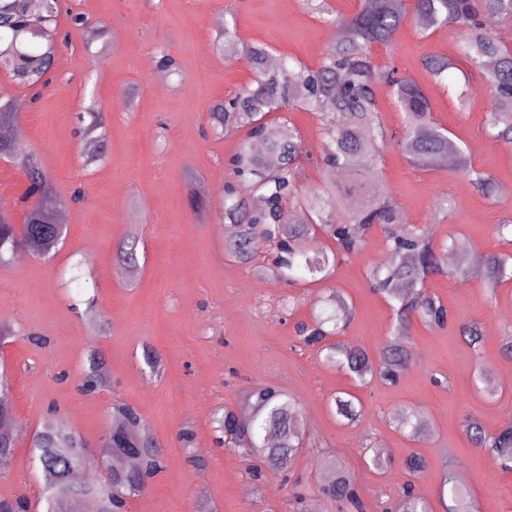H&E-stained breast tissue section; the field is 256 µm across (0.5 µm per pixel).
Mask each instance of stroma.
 <instances>
[{
    "label": "stroma",
    "instance_id": "obj_1",
    "mask_svg": "<svg viewBox=\"0 0 512 512\" xmlns=\"http://www.w3.org/2000/svg\"><path fill=\"white\" fill-rule=\"evenodd\" d=\"M236 19L240 51L227 58L215 47L222 23ZM59 44L51 82L32 93L0 70V103L35 96L21 112V144L46 171L64 205L66 238L54 256L38 259L17 250L0 266V321L12 333L0 339V372L11 383L16 423L13 463L0 473V497L38 502L41 475L29 444L51 411L90 450L100 448L112 427V403L134 406L165 457L163 472L131 498L129 512H286L292 492L306 496L311 512H335L320 497L323 461L332 457L355 472L367 512H385L407 479L405 458L420 454L427 467L415 483L432 512L454 502L443 487L445 471L457 474L478 512H512V472H502L486 449L472 442L467 416L486 433L512 421V357L502 339L512 333V282L490 291L487 276L436 275L425 289L447 307L444 327L411 318L405 339L407 366L396 384L358 385L327 365L315 349L298 343L297 322L309 320L315 302L336 290L353 308L343 340L377 356L398 321L366 279L369 266L389 261L386 234L368 231L361 250L343 258L330 281L291 284L260 276L224 250V184L227 161L244 139L215 136L210 107L251 85L246 49L269 47L273 59L318 64L332 44L333 26L312 14L303 0H60ZM456 28L421 34L407 16L390 46L376 47L428 94L433 117L463 140L468 163L492 176L495 199L469 178L443 166L422 169L394 140L403 115L386 86H379L378 116L393 142L382 151L379 180L399 206L404 225L433 227L435 242L465 239L474 256L512 251L495 227L512 219V146L486 132L490 89L465 61L436 83L421 60L429 52L456 54ZM170 54L175 69L161 71ZM104 115L106 153L86 165L80 151L79 116L90 105ZM303 137L306 164L300 185L318 187L322 151L320 122L301 108L286 113ZM80 203H70L74 190ZM454 209L437 216L440 201ZM137 245V268L121 273L119 245ZM477 322L479 348L468 346L461 324ZM107 375L103 390L86 394L81 378L91 353ZM161 361L146 363V353ZM484 368L489 383L475 379ZM273 384L304 408L307 434L316 447L294 461L293 485L268 477L255 487L237 449L219 445L212 418L241 408L247 388ZM347 392L360 411L356 422L338 421L330 400ZM426 414L427 426L410 440L393 420L398 408ZM190 431L192 443L181 440ZM370 445L387 448L393 464L378 474L364 462Z\"/></svg>",
    "mask_w": 512,
    "mask_h": 512
}]
</instances>
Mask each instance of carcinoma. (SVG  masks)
<instances>
[{"label": "carcinoma", "mask_w": 512, "mask_h": 512, "mask_svg": "<svg viewBox=\"0 0 512 512\" xmlns=\"http://www.w3.org/2000/svg\"><path fill=\"white\" fill-rule=\"evenodd\" d=\"M307 9L338 23L343 37L332 45L321 63L311 67L288 57L275 68L269 66L270 49L261 43L251 46L248 61L254 86L247 87L227 101H218L208 112L213 129L225 135L243 131L246 138L230 159L236 183L224 186V223L229 225L225 241L229 255L239 262H251L263 246L272 247L275 257L261 272L284 281L295 282L308 276L314 282L330 279L339 257L357 251L366 232L375 225L387 235L393 261L373 266L366 277L372 288L387 301L398 304V333L379 348V363H374L360 346L333 342L343 333L351 307L331 290L322 302L334 314L297 325L298 340L307 347H319L324 362L345 370L359 382L374 379L396 383L406 368L407 348L401 337L410 316L415 314L432 326L448 320L447 308L422 288L433 274H448V251L457 256L453 273L465 271L469 245L454 238L434 245L428 226L401 223L393 197L374 184L380 178L377 160L388 141V132L378 117L377 85L383 84L404 114L403 134L396 140L399 150L417 165L433 169L452 165L468 175L483 196H495V182L486 172L467 165L465 149L448 128L436 123L432 103L415 80L398 75L390 65L381 66L374 48L388 46L412 12L424 26L460 28L458 55L479 72L492 91L487 113V128L493 140L512 143V48L497 41L487 21L512 19V0H361L359 10L350 17H334L328 0H305ZM58 34L57 0H49L39 16L13 12L11 0H0V68L11 72L26 88L46 85ZM237 27L224 22V32L216 48L224 56L236 52ZM424 70L437 82L448 76L456 61L434 51L422 59ZM290 106H302L317 112L324 120L321 187L299 189L302 174V137L288 121L270 118ZM25 102L0 105V151L17 159L27 183L20 202L26 204L23 223H14L12 210L0 203V263L4 253L26 247L39 258H48L62 241L64 232L58 220L61 201L54 195L39 162L18 149L16 116ZM90 122L83 131L82 153L86 162L95 163L103 155V139L98 130L103 115L88 113ZM325 235L334 240L336 250H318L315 241ZM135 245L119 249V267H136ZM488 279L492 290L512 281V254L488 257ZM103 379L101 358L89 355L83 390L91 393V381ZM8 379L0 376V472L7 470L15 447L14 415L3 391ZM250 409L243 415L224 409L215 419L224 437L238 444L251 464L249 478L261 483L267 473L281 476L288 483L291 465L301 450L312 445L303 428L304 410L300 402L275 385H256L245 391ZM337 417L355 421L358 410L352 399L333 398ZM400 429H410L414 438L426 427L423 414L400 410L394 414ZM142 417L132 406H112L111 441H103L100 456L111 460L108 471L97 472L76 481L73 474L85 465L89 449L68 432L62 421L47 419L31 442L30 454L38 463L42 478L46 512H69L74 500L86 503L92 512H122L128 500L144 491L150 478L164 468L161 449L152 437L141 433ZM466 430L480 448L504 471H512V423L494 436L488 435L481 421L466 420ZM328 475L317 492L333 503L336 512H366L356 475L334 460L324 461ZM410 477L402 486L398 512H432L429 502L414 493L412 479L426 468L416 454L403 462ZM0 512H29L28 500L17 496L0 498Z\"/></svg>", "instance_id": "carcinoma-1"}]
</instances>
